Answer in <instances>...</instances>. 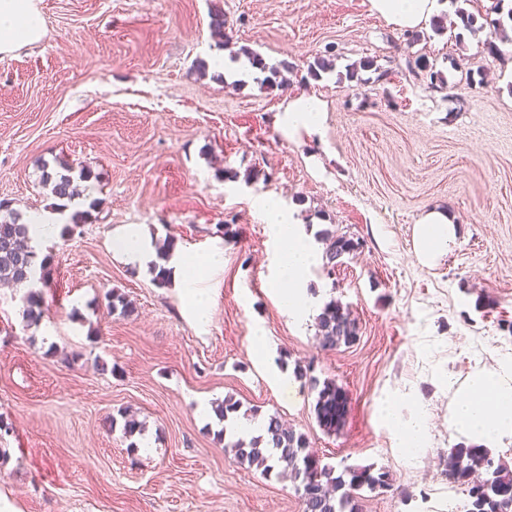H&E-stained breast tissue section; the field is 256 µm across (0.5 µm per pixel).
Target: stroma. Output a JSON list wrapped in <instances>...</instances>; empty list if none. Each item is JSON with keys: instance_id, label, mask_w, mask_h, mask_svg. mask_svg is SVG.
Here are the masks:
<instances>
[{"instance_id": "obj_1", "label": "stroma", "mask_w": 512, "mask_h": 512, "mask_svg": "<svg viewBox=\"0 0 512 512\" xmlns=\"http://www.w3.org/2000/svg\"><path fill=\"white\" fill-rule=\"evenodd\" d=\"M46 34L0 55V201L22 214L53 202L44 165L89 167L98 207L43 249L53 281L37 324L23 289L0 286V502L10 512H302L291 481L240 465L214 406L279 415L323 461L373 466L392 486L363 512H448L458 485L444 461L469 446L451 409L476 373L512 360V44L490 53L492 0H449L446 28L408 43L369 0H224L227 44L209 28L211 0H37ZM475 17L457 26V10ZM247 47L294 70L201 74L197 59ZM336 58L320 80L308 67ZM374 59L387 70L348 65ZM424 59L429 69L412 72ZM438 71L447 85L429 86ZM320 99L321 135L288 139L274 116L288 98ZM237 172L236 181L220 170ZM278 194L312 236L362 249L334 272L313 264L307 291L338 299L358 326L349 347L318 345L316 319L283 312L272 281L277 243L258 215ZM446 208L455 238L435 265L418 261L414 228ZM202 256L224 251L204 282L198 321L184 289L157 286L113 240L128 225ZM117 291L136 311H110ZM264 347H256L255 336ZM312 365L347 396L339 432L317 423ZM427 418L405 453L385 415ZM129 413L141 434L108 421ZM150 449H143V440Z\"/></svg>"}]
</instances>
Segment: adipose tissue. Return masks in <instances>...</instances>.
<instances>
[{
	"instance_id": "obj_1",
	"label": "adipose tissue",
	"mask_w": 512,
	"mask_h": 512,
	"mask_svg": "<svg viewBox=\"0 0 512 512\" xmlns=\"http://www.w3.org/2000/svg\"><path fill=\"white\" fill-rule=\"evenodd\" d=\"M372 10L399 30H413L426 24L434 15L445 10L444 0H370ZM45 34L42 16L35 0H0V54L39 42ZM325 119L319 99L304 94L288 99L278 117V125L289 138L320 133ZM259 215L268 224L278 244L275 287L281 288L286 313L303 316L317 307L315 298L307 292L304 275L312 263L314 244L297 221L287 216L281 200L264 195L259 202ZM455 226L442 208L425 212L416 224L415 251L422 263L436 261L448 250ZM224 263L221 252L214 251L195 258L189 249L175 248L166 267L173 282L188 291L198 312H206L207 301L202 289L192 287L190 270L200 264L206 270L220 268ZM470 395L456 403L452 418L462 431L490 438L504 427L512 428V372H484L469 386Z\"/></svg>"
}]
</instances>
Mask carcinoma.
Instances as JSON below:
<instances>
[{"label": "carcinoma", "mask_w": 512, "mask_h": 512, "mask_svg": "<svg viewBox=\"0 0 512 512\" xmlns=\"http://www.w3.org/2000/svg\"><path fill=\"white\" fill-rule=\"evenodd\" d=\"M250 65L266 73L269 86L278 84L282 72L292 69L287 63L279 68L267 66L264 58L249 48H241ZM92 178L91 170L83 167L79 172L66 163L51 171L43 170L42 182L50 195L58 201L56 208L63 210L75 196L74 183ZM30 226L22 221L18 212L0 204V282L23 287L25 317L37 322L42 315V292L32 290L40 283L46 287L52 277L50 257L38 258L28 246ZM321 241L323 269L332 273L336 265L363 247L359 239L324 230ZM108 307L130 316L134 307L120 294L107 295ZM319 344L335 350L350 346L358 339V327L349 307L331 300L326 303L316 321ZM298 378L309 380L316 392L314 411L319 426L328 433L340 430L347 415V396L333 380L320 381L309 367L295 366ZM240 403L232 398L213 407L218 421H225L238 413ZM224 447L234 453L241 464L253 467L265 476H286L295 483L303 512H362L361 491L371 492L390 487V474L374 470L371 466H345L342 470L322 462L311 450L308 437L286 426L277 415L265 419L264 431L248 440L231 439ZM449 475L467 487L468 500L464 512H512V471L502 463H495L488 449L481 445L458 447L449 454Z\"/></svg>", "instance_id": "cac0c4a2"}]
</instances>
